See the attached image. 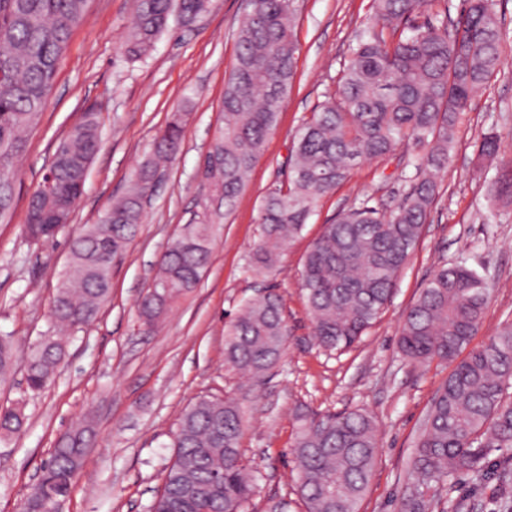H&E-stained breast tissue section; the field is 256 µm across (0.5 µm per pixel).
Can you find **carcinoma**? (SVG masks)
<instances>
[{"instance_id": "carcinoma-1", "label": "carcinoma", "mask_w": 512, "mask_h": 512, "mask_svg": "<svg viewBox=\"0 0 512 512\" xmlns=\"http://www.w3.org/2000/svg\"><path fill=\"white\" fill-rule=\"evenodd\" d=\"M374 24L364 30L343 66L336 92L299 131L289 159L288 188L270 191L260 209L261 236L248 269L272 270L318 200L334 191L362 161L385 156L404 142L424 150L405 198L387 210L362 201L340 213L307 251L302 288L316 343L329 351L350 348L378 319L399 272L417 247L438 197V175L452 163L461 115L476 93L500 74L512 47L498 0H463L457 17L443 16L405 28L432 0H373ZM124 54L151 53L175 15L188 26L208 11L210 0H133ZM87 0H0V173L15 175L27 132L50 100L70 34L84 20ZM292 0H250L238 29L235 63L224 86V126L204 161L205 191L197 221L163 254L159 273L143 295L141 316L153 324L170 303L200 281L223 213L230 212L275 129L294 79L297 45ZM183 122L173 115L155 139L150 158L134 170L128 190L95 224L71 238L72 273L58 289L51 317L64 327L94 322L112 289V265L146 221L145 206L174 160ZM100 144L96 113L88 112L55 151L48 174L33 192L25 233L33 241L61 230L56 214H71L82 195ZM498 137L487 133L473 159L481 170L498 159ZM496 202L512 204V169L491 184ZM493 282L463 263L437 267L404 315L399 350L413 364H454L431 400L410 461L416 493L399 512H429L434 486L460 474L479 476L490 452L512 448V328L485 346L460 352L477 334ZM288 322L272 288L241 304L224 327L226 365L260 379L283 358ZM62 344L45 339L29 356L27 388L54 380ZM12 340L0 337V377L13 368ZM292 454L296 489L306 512H359L378 463V428L362 409L295 413ZM242 404L204 397L181 413L176 453L166 467L150 512H244L257 472L242 460ZM16 406L0 407V435L24 427ZM84 431L59 442L21 512H47L69 494L81 465Z\"/></svg>"}]
</instances>
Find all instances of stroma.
Listing matches in <instances>:
<instances>
[{"label":"stroma","mask_w":512,"mask_h":512,"mask_svg":"<svg viewBox=\"0 0 512 512\" xmlns=\"http://www.w3.org/2000/svg\"><path fill=\"white\" fill-rule=\"evenodd\" d=\"M293 6L296 76L277 126L236 207L222 220L201 280L149 326L140 316L141 297L167 244L197 212L200 166L223 124L224 82L248 0H212L207 13L187 27L172 24L152 53L136 61L121 49L131 0H88L86 20L71 34L49 105L29 136L13 207L0 223V336L16 347L14 370L0 382V405L21 404L28 418L22 431L0 438V512H18L42 461L62 435L78 428L87 429L89 445L62 512H148L174 457L182 410L204 396L244 395L250 410L242 457L260 473L247 512H264L271 498L286 500L288 512H305L290 454L300 407L323 414L363 409L375 418L379 460L360 512H397L410 493L408 463L429 402L452 370L446 362L417 366L403 359L397 340L405 310L436 266L462 260L496 284L471 348L512 326V205L488 201L499 165L481 177L472 165L475 145L487 132L498 135L504 157L512 158V55L463 115L453 163L438 178L439 200L422 238L390 302L359 342L339 353L314 344L303 259L324 225L353 203L396 206L410 189L420 149L402 146L358 165L319 200L270 273L257 278L249 272L261 205L270 189L287 187L298 130L335 91L350 48L373 16V0H293ZM92 107L100 112V146L72 221L55 240L28 241L29 198L58 142ZM179 109L186 113L182 149L147 206L146 223L114 265L108 302L95 322L60 335L64 355L52 384L27 389L30 348L58 335L50 306L70 271L69 238L123 194ZM267 286L283 300L290 336L283 359L257 381L225 368L224 322ZM439 496L445 512H504L512 503V448L490 454L485 477L458 478Z\"/></svg>","instance_id":"35a3bbf8"}]
</instances>
